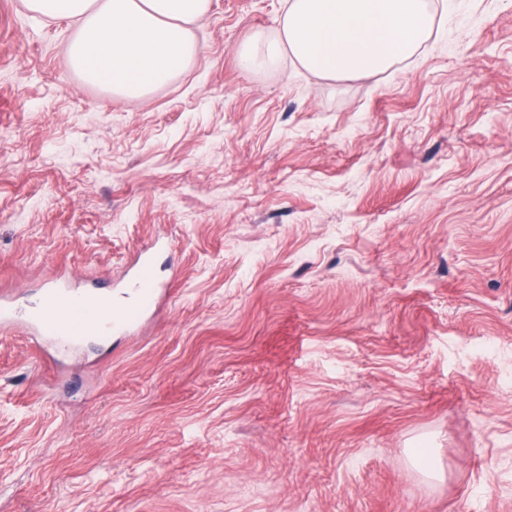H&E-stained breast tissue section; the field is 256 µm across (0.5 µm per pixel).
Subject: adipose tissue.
Instances as JSON below:
<instances>
[{
	"instance_id": "1",
	"label": "adipose tissue",
	"mask_w": 512,
	"mask_h": 512,
	"mask_svg": "<svg viewBox=\"0 0 512 512\" xmlns=\"http://www.w3.org/2000/svg\"><path fill=\"white\" fill-rule=\"evenodd\" d=\"M31 12L80 25L69 46L88 83L136 101L169 83L197 53L190 26L211 0H28ZM426 0H290L274 37L239 51L241 68H275L292 55L324 77L371 75L415 55L431 35Z\"/></svg>"
}]
</instances>
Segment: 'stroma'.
<instances>
[{
	"label": "stroma",
	"mask_w": 512,
	"mask_h": 512,
	"mask_svg": "<svg viewBox=\"0 0 512 512\" xmlns=\"http://www.w3.org/2000/svg\"><path fill=\"white\" fill-rule=\"evenodd\" d=\"M283 5L212 0L131 103L0 0V291L162 284L0 328V512H512V0H427L380 74L243 70ZM131 288L139 292L137 305L119 308L102 299L103 308L97 301L98 296L83 295L81 306L86 312L100 318L103 322L108 321L113 314L115 321L112 322V330L133 325L139 315L156 302L158 286L154 281L153 264L149 256L145 255L142 259ZM108 306L112 307V310L105 308ZM57 287L48 289L46 299L41 303L40 309L30 318V323L40 336H57L59 339H77L85 335L90 320L79 306L80 294ZM69 293V294H67ZM67 300L69 317L63 319L58 316L56 302Z\"/></svg>",
	"instance_id": "1"
}]
</instances>
